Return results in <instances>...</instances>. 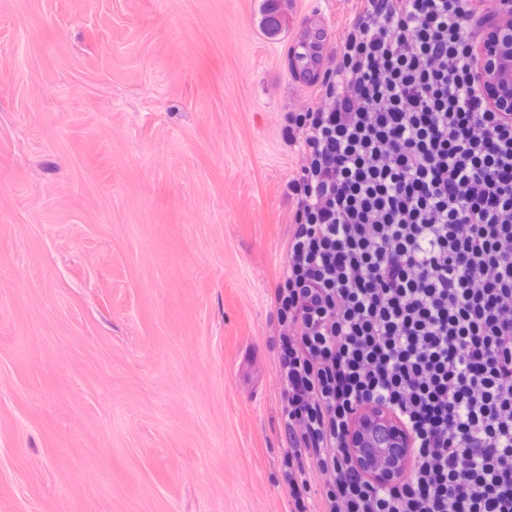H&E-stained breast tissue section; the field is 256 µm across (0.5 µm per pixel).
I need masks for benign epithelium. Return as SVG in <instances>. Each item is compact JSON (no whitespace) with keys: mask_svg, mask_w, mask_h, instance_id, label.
Instances as JSON below:
<instances>
[{"mask_svg":"<svg viewBox=\"0 0 512 512\" xmlns=\"http://www.w3.org/2000/svg\"><path fill=\"white\" fill-rule=\"evenodd\" d=\"M324 32L315 24L306 26L297 37V51L290 54L289 67L308 81L320 78L317 54L324 50ZM480 83L487 104L494 112H512V3H504L477 48ZM406 436L389 412L375 406L357 421L352 447L359 467L387 480L401 477L410 459L397 452L405 447Z\"/></svg>","mask_w":512,"mask_h":512,"instance_id":"1","label":"benign epithelium"}]
</instances>
